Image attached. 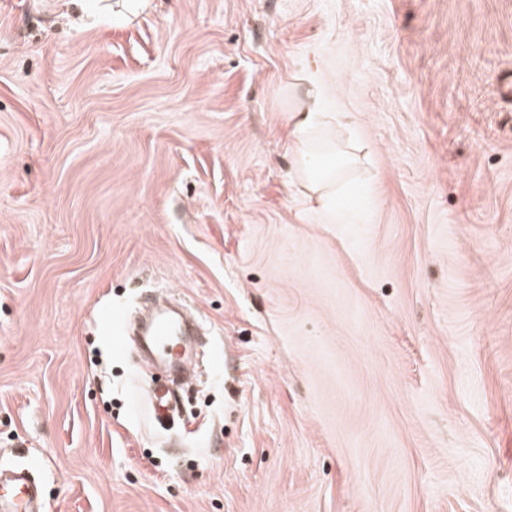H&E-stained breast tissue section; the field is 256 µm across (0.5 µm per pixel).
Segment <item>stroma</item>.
Wrapping results in <instances>:
<instances>
[{"label":"stroma","instance_id":"obj_1","mask_svg":"<svg viewBox=\"0 0 512 512\" xmlns=\"http://www.w3.org/2000/svg\"><path fill=\"white\" fill-rule=\"evenodd\" d=\"M356 129L289 184L293 78ZM512 0H0V470L46 512H512ZM171 290L204 389L106 333ZM155 420L160 424L173 422L177 412V394L172 386L162 385L150 399Z\"/></svg>","mask_w":512,"mask_h":512}]
</instances>
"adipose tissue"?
I'll return each mask as SVG.
<instances>
[{"mask_svg": "<svg viewBox=\"0 0 512 512\" xmlns=\"http://www.w3.org/2000/svg\"><path fill=\"white\" fill-rule=\"evenodd\" d=\"M300 82L306 103L289 119L288 148L296 159L292 181L326 211L336 194L338 172L355 159L353 143L336 138L337 129L345 128L346 122L344 114L327 107L329 86L311 72L304 73Z\"/></svg>", "mask_w": 512, "mask_h": 512, "instance_id": "1", "label": "adipose tissue"}]
</instances>
